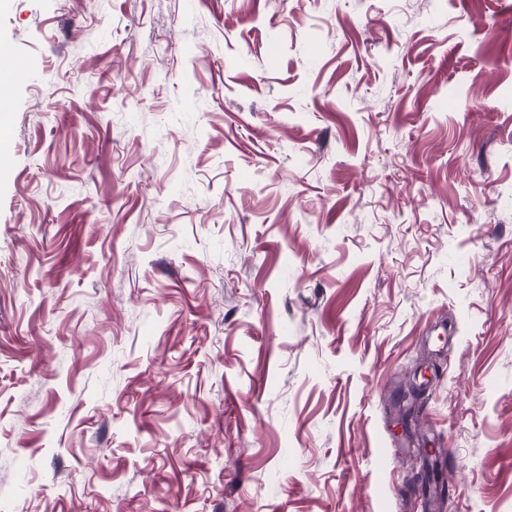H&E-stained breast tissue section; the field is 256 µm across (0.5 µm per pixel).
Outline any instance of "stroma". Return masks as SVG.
<instances>
[{
    "mask_svg": "<svg viewBox=\"0 0 512 512\" xmlns=\"http://www.w3.org/2000/svg\"><path fill=\"white\" fill-rule=\"evenodd\" d=\"M0 41V512H423L434 465L512 512V0H0Z\"/></svg>",
    "mask_w": 512,
    "mask_h": 512,
    "instance_id": "obj_1",
    "label": "stroma"
}]
</instances>
